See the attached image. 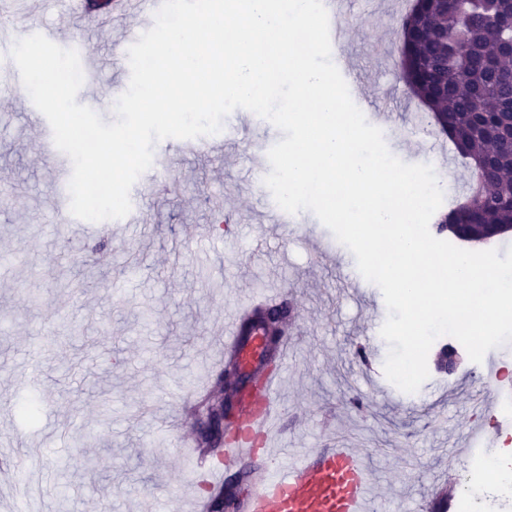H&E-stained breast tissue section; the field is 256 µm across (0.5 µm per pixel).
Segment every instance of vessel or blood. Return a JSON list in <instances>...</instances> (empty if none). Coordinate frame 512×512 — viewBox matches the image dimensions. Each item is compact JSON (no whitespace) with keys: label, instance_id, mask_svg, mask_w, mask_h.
Here are the masks:
<instances>
[{"label":"vessel or blood","instance_id":"b4317fda","mask_svg":"<svg viewBox=\"0 0 512 512\" xmlns=\"http://www.w3.org/2000/svg\"><path fill=\"white\" fill-rule=\"evenodd\" d=\"M329 18L331 39L341 38V21L347 15V0H323ZM162 0H113L109 13H92L87 0H64L69 16L83 19L89 27L111 24L113 18L153 17ZM81 68L89 85H97L101 74L115 66H126L127 49L114 47L111 57L96 55L87 42L76 43ZM34 124L43 130L42 146L53 156L55 182L66 186L72 174V164L58 152L53 131L40 112H31ZM288 300L285 290L271 287L258 290L239 303L233 313L224 319L220 332L225 357L239 366L251 362L252 350L240 341L239 328L246 318L258 310L260 304L280 305ZM281 373L265 378L263 392L258 400L246 402L241 408L237 427L224 443L218 464L204 463L201 471L204 484L223 483L225 472L231 465L249 463L253 466L249 493L244 512H373V473L366 452L351 446L327 445L300 452L288 468H281L272 446V424L284 414L280 389ZM496 446L493 433L472 425L465 429L458 455L476 449L491 454Z\"/></svg>","mask_w":512,"mask_h":512}]
</instances>
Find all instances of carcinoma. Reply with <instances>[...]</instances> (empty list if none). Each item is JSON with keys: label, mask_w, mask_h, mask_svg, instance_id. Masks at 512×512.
Instances as JSON below:
<instances>
[{"label": "carcinoma", "mask_w": 512, "mask_h": 512, "mask_svg": "<svg viewBox=\"0 0 512 512\" xmlns=\"http://www.w3.org/2000/svg\"><path fill=\"white\" fill-rule=\"evenodd\" d=\"M400 72L427 107L440 133L471 170L464 201L439 212L435 224L512 227V0H412L397 32ZM289 309H263L256 317L282 339ZM195 411L210 425L198 448L217 457L224 448V370ZM238 498L224 482L210 496L209 512Z\"/></svg>", "instance_id": "obj_1"}]
</instances>
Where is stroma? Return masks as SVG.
I'll use <instances>...</instances> for the list:
<instances>
[{"label":"stroma","instance_id":"1","mask_svg":"<svg viewBox=\"0 0 512 512\" xmlns=\"http://www.w3.org/2000/svg\"><path fill=\"white\" fill-rule=\"evenodd\" d=\"M408 0H350L356 21L336 66L360 68L351 89L389 151L418 163L430 143L448 147L398 68L395 30ZM37 21L61 39L88 36L60 0H41ZM139 21L94 31L105 55ZM27 100L0 95V448L27 464V480L0 469V512H195L194 418L182 409L222 365L217 333L248 292L278 280L288 289L298 334L283 364L288 424L278 443L290 450L341 442L365 449L377 479L376 512H421L440 483L461 491L466 458L449 449L467 425L497 432L498 455L512 420L485 418L472 396L485 364L462 358L453 374L430 370L418 394L382 385L388 353L374 340L373 312L385 311L380 288L350 291L360 273L353 254L308 210L303 229L253 236L276 202L255 188V163L243 146L224 153L223 133L206 156L181 159L166 190L131 202L130 223L60 222V202L41 129ZM330 257L311 263L316 244ZM375 344L368 362L354 356ZM110 407V418L101 415Z\"/></svg>","mask_w":512,"mask_h":512}]
</instances>
